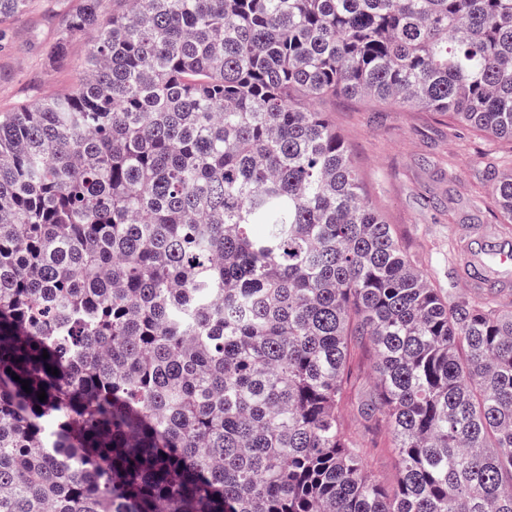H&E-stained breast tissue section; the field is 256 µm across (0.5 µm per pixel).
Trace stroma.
<instances>
[{
  "label": "stroma",
  "instance_id": "obj_1",
  "mask_svg": "<svg viewBox=\"0 0 512 512\" xmlns=\"http://www.w3.org/2000/svg\"><path fill=\"white\" fill-rule=\"evenodd\" d=\"M82 5L31 0L24 17L0 24V113L66 93L78 81L89 37H73L60 59L50 58L48 49L65 14ZM320 109L416 268L449 300L469 299L458 274L463 237L473 226L499 227L492 184L496 174L512 169V141L394 103L339 96L322 101Z\"/></svg>",
  "mask_w": 512,
  "mask_h": 512
}]
</instances>
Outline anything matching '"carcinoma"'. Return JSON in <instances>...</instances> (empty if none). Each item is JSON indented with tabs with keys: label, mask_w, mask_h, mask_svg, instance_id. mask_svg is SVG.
<instances>
[{
	"label": "carcinoma",
	"mask_w": 512,
	"mask_h": 512,
	"mask_svg": "<svg viewBox=\"0 0 512 512\" xmlns=\"http://www.w3.org/2000/svg\"><path fill=\"white\" fill-rule=\"evenodd\" d=\"M125 2L0 113V512H512V312L448 301L312 108L512 139V0ZM359 347L393 488L344 425Z\"/></svg>",
	"instance_id": "1"
}]
</instances>
